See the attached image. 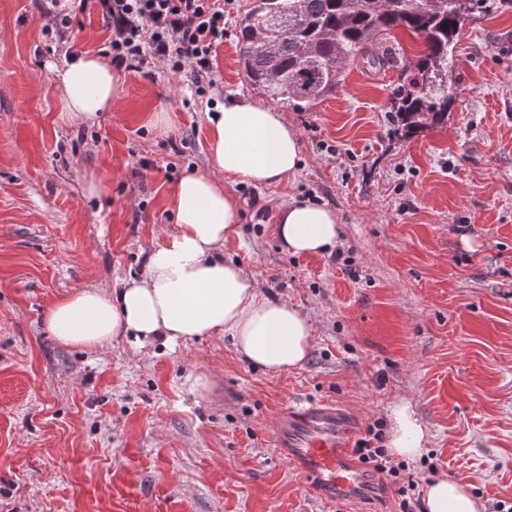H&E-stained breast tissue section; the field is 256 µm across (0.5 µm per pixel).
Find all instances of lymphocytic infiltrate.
Masks as SVG:
<instances>
[{"label": "lymphocytic infiltrate", "mask_w": 512, "mask_h": 512, "mask_svg": "<svg viewBox=\"0 0 512 512\" xmlns=\"http://www.w3.org/2000/svg\"><path fill=\"white\" fill-rule=\"evenodd\" d=\"M99 14L109 34L101 52L119 70L143 72L161 63L191 77L196 94L212 88L218 76L215 51L224 42V0H50L43 7L45 34L65 38ZM381 433L367 426L354 453L379 480L395 487L403 512H413L399 468L381 448Z\"/></svg>", "instance_id": "lymphocytic-infiltrate-1"}]
</instances>
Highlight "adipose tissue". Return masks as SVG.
<instances>
[{
  "mask_svg": "<svg viewBox=\"0 0 512 512\" xmlns=\"http://www.w3.org/2000/svg\"><path fill=\"white\" fill-rule=\"evenodd\" d=\"M65 112L89 122L107 111L117 92L112 68L82 54L55 75ZM209 166L178 182L175 229L151 249L142 274L112 291L83 288L54 301L44 323L59 342L97 348L116 336L145 345L163 338L171 346L211 336L229 337L246 362L270 373L301 367L313 343L307 317L294 305L258 290L241 263L222 247L239 222L225 179L272 185L299 167V136L281 112L248 98L215 105L205 115ZM276 236L294 255H323L335 248V213L315 201L276 206ZM425 433L407 406L393 410L389 450L396 457L422 455ZM426 512H486L469 485L445 478L427 485Z\"/></svg>",
  "mask_w": 512,
  "mask_h": 512,
  "instance_id": "adipose-tissue-1",
  "label": "adipose tissue"
}]
</instances>
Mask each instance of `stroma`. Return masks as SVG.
<instances>
[{"mask_svg":"<svg viewBox=\"0 0 512 512\" xmlns=\"http://www.w3.org/2000/svg\"><path fill=\"white\" fill-rule=\"evenodd\" d=\"M252 3L224 0L205 97L183 73L122 71L91 123L62 108L50 69L64 54L33 0H0V512H401L378 483L340 509L298 485L271 429L304 399L384 432L407 405L426 442L401 481L468 483L488 512H512V11L464 26L445 122L396 133L400 73L363 61L311 109L283 108L300 139L294 176L225 180L240 222L224 255L306 315L302 367L264 372L224 336L87 349L49 335L58 297L119 287L173 231L177 182L207 166L208 102H264L240 62ZM253 196L326 204L350 267L288 254Z\"/></svg>","mask_w":512,"mask_h":512,"instance_id":"35a3bbf8","label":"stroma"}]
</instances>
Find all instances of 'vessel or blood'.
<instances>
[{
  "mask_svg": "<svg viewBox=\"0 0 512 512\" xmlns=\"http://www.w3.org/2000/svg\"><path fill=\"white\" fill-rule=\"evenodd\" d=\"M354 415L342 405L309 399L287 406L272 427L273 448L321 500L363 498L369 478L354 459Z\"/></svg>",
  "mask_w": 512,
  "mask_h": 512,
  "instance_id": "obj_1",
  "label": "vessel or blood"
}]
</instances>
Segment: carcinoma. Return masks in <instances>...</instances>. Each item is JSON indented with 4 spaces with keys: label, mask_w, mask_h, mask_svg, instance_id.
Segmentation results:
<instances>
[{
    "label": "carcinoma",
    "mask_w": 512,
    "mask_h": 512,
    "mask_svg": "<svg viewBox=\"0 0 512 512\" xmlns=\"http://www.w3.org/2000/svg\"><path fill=\"white\" fill-rule=\"evenodd\" d=\"M509 10L512 0H254L241 22V62L270 102L296 110L333 93L361 58L399 66L394 112L416 132L452 107L448 75L465 23ZM398 28L423 38L411 66L389 47L375 52Z\"/></svg>",
    "instance_id": "carcinoma-1"
}]
</instances>
